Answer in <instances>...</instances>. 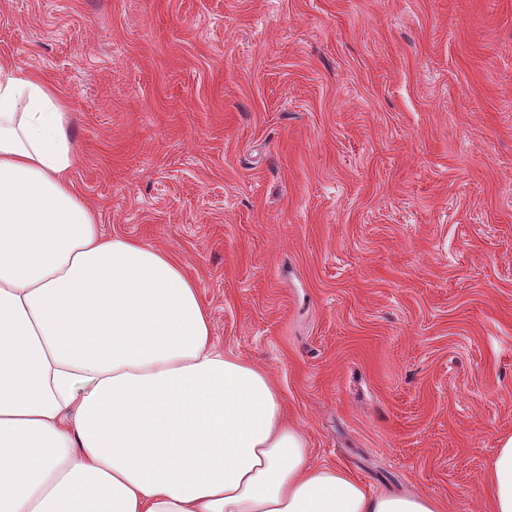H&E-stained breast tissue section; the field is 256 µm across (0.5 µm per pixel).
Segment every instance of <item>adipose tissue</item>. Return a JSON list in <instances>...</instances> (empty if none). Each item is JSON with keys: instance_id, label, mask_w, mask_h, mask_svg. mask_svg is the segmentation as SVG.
<instances>
[{"instance_id": "obj_1", "label": "adipose tissue", "mask_w": 512, "mask_h": 512, "mask_svg": "<svg viewBox=\"0 0 512 512\" xmlns=\"http://www.w3.org/2000/svg\"><path fill=\"white\" fill-rule=\"evenodd\" d=\"M73 120L0 59V512H441L309 463L181 265L104 237L70 180ZM484 483L490 512H512V435Z\"/></svg>"}]
</instances>
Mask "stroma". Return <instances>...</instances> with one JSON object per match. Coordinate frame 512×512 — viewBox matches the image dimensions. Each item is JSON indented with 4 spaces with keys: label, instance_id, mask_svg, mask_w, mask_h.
I'll use <instances>...</instances> for the list:
<instances>
[{
    "label": "stroma",
    "instance_id": "35a3bbf8",
    "mask_svg": "<svg viewBox=\"0 0 512 512\" xmlns=\"http://www.w3.org/2000/svg\"><path fill=\"white\" fill-rule=\"evenodd\" d=\"M75 191L169 252L312 464L488 512L512 434V0H0Z\"/></svg>",
    "mask_w": 512,
    "mask_h": 512
}]
</instances>
